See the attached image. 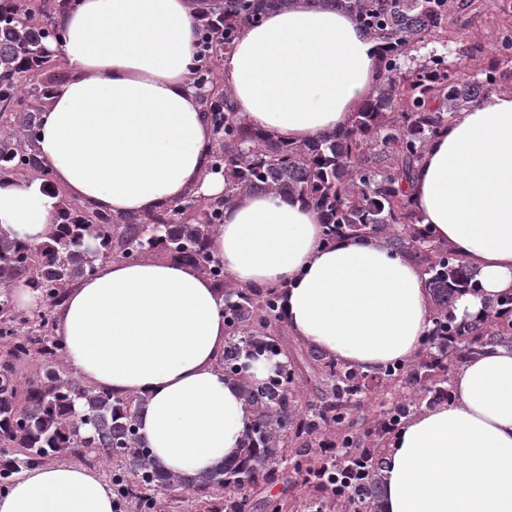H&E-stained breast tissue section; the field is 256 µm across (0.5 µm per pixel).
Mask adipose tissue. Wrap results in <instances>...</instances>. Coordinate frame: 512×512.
<instances>
[{
  "label": "adipose tissue",
  "mask_w": 512,
  "mask_h": 512,
  "mask_svg": "<svg viewBox=\"0 0 512 512\" xmlns=\"http://www.w3.org/2000/svg\"><path fill=\"white\" fill-rule=\"evenodd\" d=\"M190 0H70L57 12L71 71L40 114L37 147L63 196L114 216H149L187 197L218 200L213 130L196 85ZM380 46L341 11L297 5L242 27L223 54L224 92L252 128L301 144L350 125L380 82ZM58 198L0 177V229L38 245ZM410 205L432 239L479 272L458 318L512 292V94L492 92L433 137ZM240 288L284 289L288 329L372 373L416 356L431 327L425 276L373 238L326 241L317 211L275 193L225 206L209 242ZM224 293L188 263H98L68 288L57 333L69 370L145 405L138 432L167 471L194 475L235 458L249 408L216 363ZM381 512H512V352L454 374L447 402L389 438ZM110 486L77 462L19 473L0 512H114Z\"/></svg>",
  "instance_id": "adipose-tissue-1"
}]
</instances>
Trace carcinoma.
I'll list each match as a JSON object with an SVG mask.
<instances>
[{"instance_id": "obj_1", "label": "carcinoma", "mask_w": 512, "mask_h": 512, "mask_svg": "<svg viewBox=\"0 0 512 512\" xmlns=\"http://www.w3.org/2000/svg\"><path fill=\"white\" fill-rule=\"evenodd\" d=\"M195 30L196 83L211 88L204 112L218 138L212 166L224 169V198L204 203L192 219L189 203L162 208L150 217L91 212L59 200L56 231L37 246L0 229V491L15 475L47 459L73 455L94 465H112L115 492L140 512H154L156 494L179 490L205 499L210 512H250L249 490L274 479V465L295 446L294 471L310 488L303 512H380L382 467L389 436L410 416L448 400L457 367L491 348L512 350V293L486 301L475 319L457 320L456 298L480 288L478 272L430 231L410 207V185L429 140L457 113L475 106L509 75L512 33H505L494 59L478 77L448 68L432 54L414 68L402 58L429 36L448 29L452 0H191ZM308 3L352 14L382 43V81L355 113L350 126L318 134L299 145L250 128L216 86L210 59L233 47L241 27L266 13ZM24 12L30 22L15 16ZM53 8L46 0L0 3V175L21 171L50 174L37 151L39 114L50 90L36 77L57 64L47 44L60 42ZM271 192L296 198L318 211L326 239L376 238L411 259L426 276L432 328L421 351L408 362L389 363L373 374L349 368L313 346L307 356L327 381L316 402L302 404V383L293 367L276 366L254 380L257 356L286 357L275 336L285 321L280 287L238 288L208 242L224 221V206L241 194ZM161 255L196 266L224 290L227 341L217 367L235 385L251 412L239 456L211 471L181 476L165 471L138 434L143 399L114 397L63 369L64 345L55 332L54 310L64 292L95 269L98 261ZM24 281L44 308L13 304L10 286ZM39 357L43 380L24 381L16 364ZM399 385L403 398L372 426L351 420L379 388ZM355 477L351 494L332 490L319 470Z\"/></svg>"}]
</instances>
